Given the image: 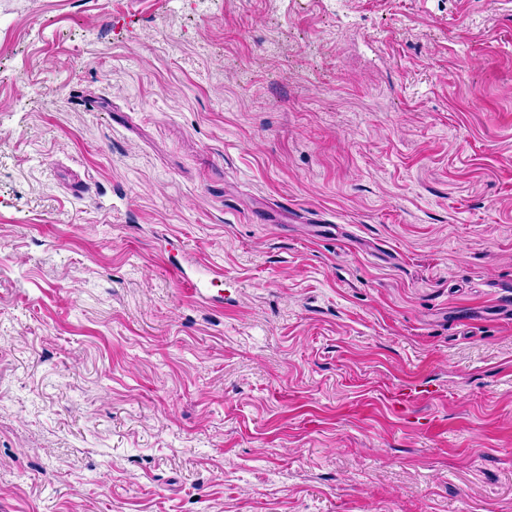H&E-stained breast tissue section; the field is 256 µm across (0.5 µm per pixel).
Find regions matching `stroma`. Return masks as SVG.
I'll return each instance as SVG.
<instances>
[{
	"label": "stroma",
	"mask_w": 512,
	"mask_h": 512,
	"mask_svg": "<svg viewBox=\"0 0 512 512\" xmlns=\"http://www.w3.org/2000/svg\"><path fill=\"white\" fill-rule=\"evenodd\" d=\"M0 512H512V0H0ZM181 283L188 289L192 297L207 300V292L212 288H219L224 284V273L221 270L211 268L205 279H190L182 272L178 273Z\"/></svg>",
	"instance_id": "1"
}]
</instances>
